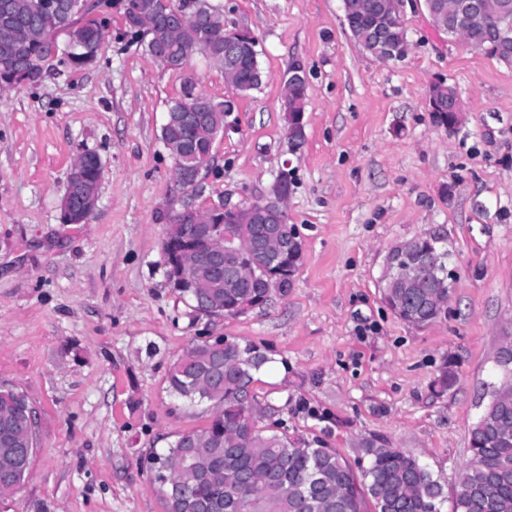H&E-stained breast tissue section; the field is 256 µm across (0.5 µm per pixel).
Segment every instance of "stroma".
Masks as SVG:
<instances>
[{
	"label": "stroma",
	"instance_id": "obj_1",
	"mask_svg": "<svg viewBox=\"0 0 512 512\" xmlns=\"http://www.w3.org/2000/svg\"><path fill=\"white\" fill-rule=\"evenodd\" d=\"M224 26L260 41L263 82L237 96L221 68L191 61L201 94L237 98L212 169L183 189L160 141L185 74L153 63L120 7L96 60L45 65L43 80L0 92V386L35 411L29 477L0 512H164L146 463L214 408L172 395L187 347L248 340L269 361L249 401L262 426L320 439L354 459L376 436L427 465L452 491L469 430L512 332V66L436 30L424 0H402L407 57L384 64L358 48L342 0H211ZM308 71L306 137L290 153L282 77ZM455 87L461 123L435 127L433 84ZM102 160L99 201L61 221L71 166ZM288 221L304 243L293 288L224 317L192 309L166 276L172 209L224 199L248 205L280 174ZM426 232L447 240L455 277L445 319L401 321L381 298L386 258ZM457 383L438 387L444 360Z\"/></svg>",
	"mask_w": 512,
	"mask_h": 512
}]
</instances>
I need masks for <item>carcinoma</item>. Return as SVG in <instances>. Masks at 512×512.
Here are the masks:
<instances>
[{"instance_id": "cac0c4a2", "label": "carcinoma", "mask_w": 512, "mask_h": 512, "mask_svg": "<svg viewBox=\"0 0 512 512\" xmlns=\"http://www.w3.org/2000/svg\"><path fill=\"white\" fill-rule=\"evenodd\" d=\"M12 19L0 24V87L6 89L22 83L35 84L42 79V62L47 48L57 35L66 40L57 47L63 60L73 67L94 62L102 44L107 19L92 15L88 9L74 16L45 13L40 0H10ZM195 17L180 20L171 0H126L125 25L133 35L141 30L137 21L153 22L148 40L160 43L166 53V68L184 71L194 55L202 54L211 63L224 67V41L214 33L224 28V12L209 0H194ZM486 16L485 25H470L459 32L457 21L450 17L440 30L448 37L463 38V44L482 51L507 65H512V13H503V0H477ZM371 13L356 18L355 41L361 49L376 56ZM387 44L405 57L409 42L403 27L387 29ZM255 49L245 40L242 65L235 72H224L228 84L240 89L251 81ZM201 97L194 76L184 78L180 100L193 103ZM286 123L306 111L307 82H288ZM208 117L181 132L196 147L192 158L203 169L215 159L211 149L216 127L224 124V102L207 100ZM102 169L97 162L82 166L81 180L87 192L98 194ZM287 215L269 212L265 222L254 220L237 224L224 239V287L213 292L205 310L209 314L237 316L264 307L280 279L295 273L303 262V243L288 249V256L275 263H265L253 282L242 286L227 276L231 265L240 260L258 259L248 248L262 232L280 226ZM166 242L169 283L179 295L199 306L196 291L178 280L173 270L174 255L183 249L199 247L191 226L180 214L171 215ZM400 253L419 256L435 250L448 257L444 237H413L393 247ZM383 300L396 316L409 324L427 325L446 316L434 301L448 295L447 265L418 274L413 270H396V279L384 283ZM270 358L252 342L218 338L188 347L172 364L169 389L190 402L213 403L216 413L201 435L206 448L185 447L188 434L178 435L169 446L153 452L150 465L155 471L166 512H198L206 505L210 512H512V394L494 398L477 417L469 433L470 458L461 476L447 496L440 479L417 458L393 448L377 438H363L360 454L349 462L325 442L296 439L284 431H266L258 426L264 411L248 404L253 373ZM29 406L26 396L17 390L0 389V415H13ZM249 475L243 488L234 478L241 472ZM29 467L15 472L3 482L0 497H7L25 480Z\"/></svg>"}]
</instances>
